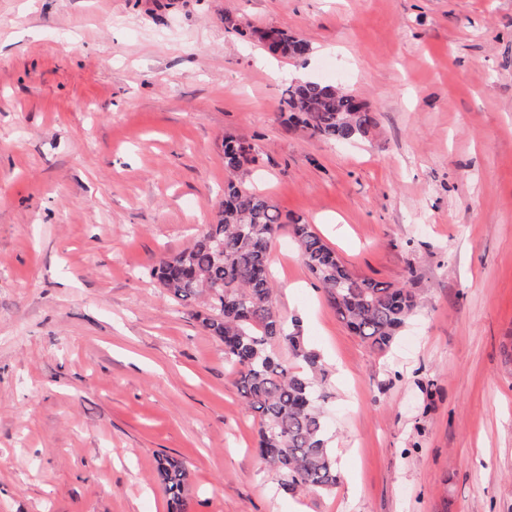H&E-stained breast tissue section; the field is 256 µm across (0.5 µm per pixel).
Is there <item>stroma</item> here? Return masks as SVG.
I'll return each mask as SVG.
<instances>
[{
  "label": "stroma",
  "mask_w": 512,
  "mask_h": 512,
  "mask_svg": "<svg viewBox=\"0 0 512 512\" xmlns=\"http://www.w3.org/2000/svg\"><path fill=\"white\" fill-rule=\"evenodd\" d=\"M368 139L284 126L298 67ZM357 275L424 305L372 352L288 230L275 304L328 370L342 480L282 495L224 348L151 276L213 223L222 142ZM512 512V0H0V512ZM247 27L248 29H235L237 30V33L242 37H257V39L263 43L265 39L272 37L274 39V42L271 46L272 50L276 55H280L282 58L291 60L295 63H303L307 60L311 48L309 42L304 38L286 29L273 26L263 29L254 28L249 25ZM278 48L281 49L279 54ZM156 474L173 511L188 512L189 469L186 461L172 455L161 454L157 459Z\"/></svg>",
  "instance_id": "stroma-1"
}]
</instances>
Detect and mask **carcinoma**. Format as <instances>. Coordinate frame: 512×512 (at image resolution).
I'll list each match as a JSON object with an SVG mask.
<instances>
[{
    "instance_id": "cac0c4a2",
    "label": "carcinoma",
    "mask_w": 512,
    "mask_h": 512,
    "mask_svg": "<svg viewBox=\"0 0 512 512\" xmlns=\"http://www.w3.org/2000/svg\"><path fill=\"white\" fill-rule=\"evenodd\" d=\"M243 37L273 38V52L295 63L310 53L304 38L282 28L237 29ZM285 122L328 143L367 138L376 115L354 94L316 79L288 84L281 100ZM224 201L215 222L192 243L160 259L151 276L169 299L194 307V316L224 345V360L236 375L242 403L260 418L258 450L281 477L286 493L336 488L342 479L328 448L317 375L325 374L320 355L274 304L270 248L283 224L272 197L245 180L258 163L255 145L224 138ZM292 241L339 320L377 352L391 348L419 307L413 290L353 273L304 218L289 219ZM283 344L307 366L298 372L277 356ZM157 479L173 512H188L186 461L163 454Z\"/></svg>"
}]
</instances>
